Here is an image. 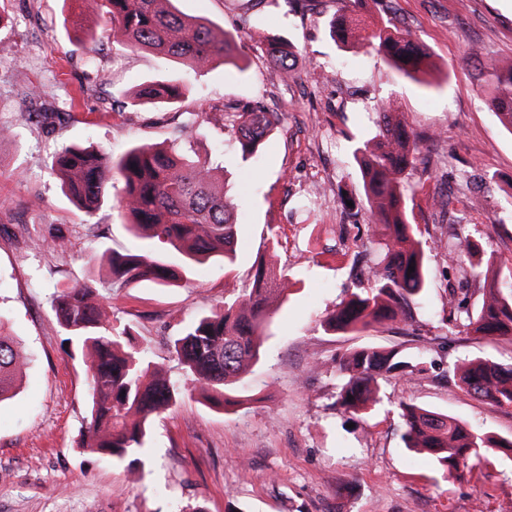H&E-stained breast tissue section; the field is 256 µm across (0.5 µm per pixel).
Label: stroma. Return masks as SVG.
Listing matches in <instances>:
<instances>
[{"label": "stroma", "mask_w": 512, "mask_h": 512, "mask_svg": "<svg viewBox=\"0 0 512 512\" xmlns=\"http://www.w3.org/2000/svg\"><path fill=\"white\" fill-rule=\"evenodd\" d=\"M189 16L224 31L233 62L185 71L188 90L170 107H119L124 93L178 71L171 58L112 47V26L80 12L79 0H0V311L30 355L15 395L0 403V512H512V460L498 453L464 477H444L401 441L400 406L445 413L512 437V406L493 408L457 386L454 370L475 357L512 362V343L448 329L459 299L478 309L454 246L482 243L512 263V133L488 109L476 64L512 63V0H368L359 20L390 19L432 57L411 79L369 48L333 42L340 0H177ZM280 36L297 52L293 77L266 53ZM49 92L44 115L29 89ZM114 103L103 111L101 102ZM259 102L279 126L257 162L232 164L238 204L232 266L196 269L187 282L116 281L106 257L140 241L117 211L86 215L51 171L65 145L113 154L138 143L179 142V125L203 117L194 149L233 157L228 105ZM390 104L420 141L405 172L411 222L430 287L411 325L332 334L323 319L353 291L379 248L353 152L374 140L377 110ZM287 273L291 293L243 378L242 404L222 410L191 392L173 340L199 315L251 287L256 265ZM95 282L113 326H129L183 397L153 425L142 475L79 448L89 384L65 346L55 293ZM362 345L403 346L410 377L380 379V400L354 415L336 400L339 358Z\"/></svg>", "instance_id": "1"}]
</instances>
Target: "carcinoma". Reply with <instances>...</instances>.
<instances>
[{"mask_svg": "<svg viewBox=\"0 0 512 512\" xmlns=\"http://www.w3.org/2000/svg\"><path fill=\"white\" fill-rule=\"evenodd\" d=\"M88 11L112 24L115 48L151 51L172 57L194 70L230 63L232 48L224 36L203 19L183 15L173 0H85ZM366 0H342V14L331 19V37L345 45L361 43L381 54L403 76L417 77L430 66V55L393 23L366 32L347 24L360 14ZM267 54L291 70L293 52L288 41L270 38ZM475 79L486 93L489 108L512 133V64L477 70ZM178 78L149 80L130 93L133 105L172 106L185 95ZM378 136L373 144L355 149L369 207L379 215L375 237L383 250L380 261L367 267L368 287L351 293L324 322L325 331L358 334L376 325L407 326L413 310L428 289L429 270L421 241L407 214L402 176L419 152L417 137L386 104L380 106ZM227 119L239 144V159H253L276 126L275 117L257 104L234 107ZM64 194L88 215L108 205L124 217L130 230L152 251L169 249L180 256L179 269L143 254L112 253L109 265L116 279H151L161 283L187 280L198 265L232 261L237 237V203L224 192L220 168L211 158L189 154L171 145L140 144L114 155L100 147L65 146L51 159ZM121 189L111 195L112 184ZM461 258L484 253L469 237L459 238ZM415 271L409 272V266ZM482 303L476 311L457 305L448 324L477 337L512 341V273L502 274L493 255L484 262ZM292 282L286 275L256 267L253 285L245 296L224 302V309L191 322L174 349L192 376L193 389L215 405L240 403V382L258 360L261 335L278 306L288 300ZM54 311L65 341L80 350L90 377L88 423L80 441L84 452L109 456L137 465L145 454L149 427L173 406L181 393L135 342L131 327L112 328L91 282L59 291ZM28 364L24 347L0 335V402L11 398L20 373ZM345 373L336 404L361 412L378 401V379L385 374L410 376L416 370L400 347L364 345L342 357ZM458 387L497 408L512 406V363L472 359L456 372ZM404 447L426 452L438 469L456 477L469 462L479 461L490 448L512 452V439L496 438L460 420L416 405L402 407Z\"/></svg>", "mask_w": 512, "mask_h": 512, "instance_id": "cac0c4a2", "label": "carcinoma"}]
</instances>
